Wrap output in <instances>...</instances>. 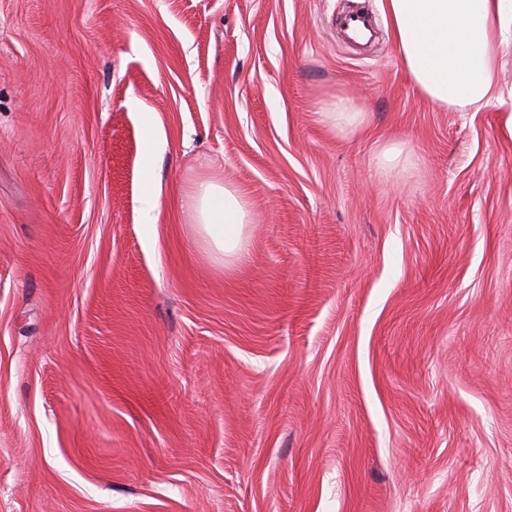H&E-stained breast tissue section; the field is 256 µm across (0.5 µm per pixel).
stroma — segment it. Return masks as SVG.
Returning a JSON list of instances; mask_svg holds the SVG:
<instances>
[{"label":"stroma","mask_w":512,"mask_h":512,"mask_svg":"<svg viewBox=\"0 0 512 512\" xmlns=\"http://www.w3.org/2000/svg\"><path fill=\"white\" fill-rule=\"evenodd\" d=\"M500 53L447 112L381 0H0V512H512ZM211 176L258 218L230 268ZM320 114H335V122L337 126L346 127H360L364 122V113L360 111H354L346 104L343 98H336L335 107L329 111L324 108H320L318 111ZM158 138L157 128L154 123L145 119L143 122V142L145 154V170L143 175V203L145 211V222L154 224L156 216L154 212L159 207L160 189L155 185L152 179L153 173V151ZM193 198L194 221L225 267L240 262L248 225L257 221L247 196L212 177L195 186Z\"/></svg>","instance_id":"obj_1"}]
</instances>
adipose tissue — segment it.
Returning a JSON list of instances; mask_svg holds the SVG:
<instances>
[{"instance_id": "adipose-tissue-1", "label": "adipose tissue", "mask_w": 512, "mask_h": 512, "mask_svg": "<svg viewBox=\"0 0 512 512\" xmlns=\"http://www.w3.org/2000/svg\"><path fill=\"white\" fill-rule=\"evenodd\" d=\"M394 50L418 93L454 111L500 97L499 44L512 24V0H383ZM193 218L225 266L240 262L257 217L247 196L217 178L193 192Z\"/></svg>"}]
</instances>
